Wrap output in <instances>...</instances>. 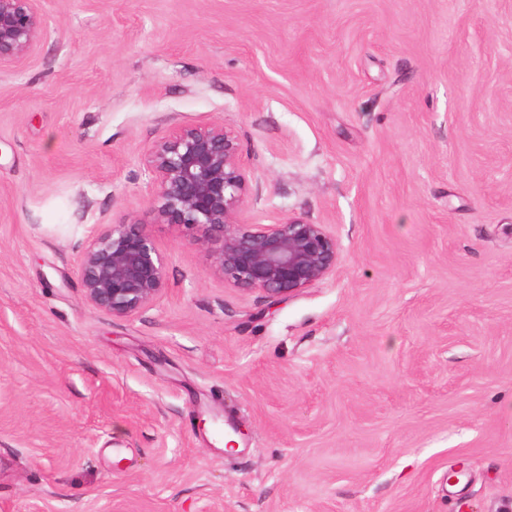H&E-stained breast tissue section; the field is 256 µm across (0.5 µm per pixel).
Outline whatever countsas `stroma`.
<instances>
[{"instance_id": "obj_1", "label": "stroma", "mask_w": 512, "mask_h": 512, "mask_svg": "<svg viewBox=\"0 0 512 512\" xmlns=\"http://www.w3.org/2000/svg\"><path fill=\"white\" fill-rule=\"evenodd\" d=\"M37 7L0 67V512H512V0ZM214 124L244 220L325 225L335 271L270 298L151 224L164 293L88 304L145 154Z\"/></svg>"}]
</instances>
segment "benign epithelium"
Masks as SVG:
<instances>
[{"label":"benign epithelium","mask_w":512,"mask_h":512,"mask_svg":"<svg viewBox=\"0 0 512 512\" xmlns=\"http://www.w3.org/2000/svg\"><path fill=\"white\" fill-rule=\"evenodd\" d=\"M44 32L36 0H0V66L33 51ZM242 147L222 125L191 126L160 140L144 158L153 187L149 218L197 231L224 280L286 298L336 269V241L323 224L292 217L280 224L242 221L248 180ZM85 301L129 318L165 291L166 261L143 219L107 224L80 258Z\"/></svg>","instance_id":"obj_1"}]
</instances>
